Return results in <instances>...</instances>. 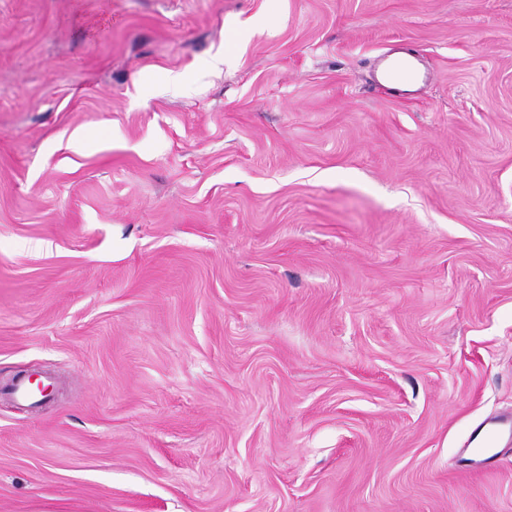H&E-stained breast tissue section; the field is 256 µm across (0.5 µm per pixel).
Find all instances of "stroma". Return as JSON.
Masks as SVG:
<instances>
[{"label":"stroma","mask_w":512,"mask_h":512,"mask_svg":"<svg viewBox=\"0 0 512 512\" xmlns=\"http://www.w3.org/2000/svg\"><path fill=\"white\" fill-rule=\"evenodd\" d=\"M33 368L0 512H512V0H0Z\"/></svg>","instance_id":"obj_1"}]
</instances>
